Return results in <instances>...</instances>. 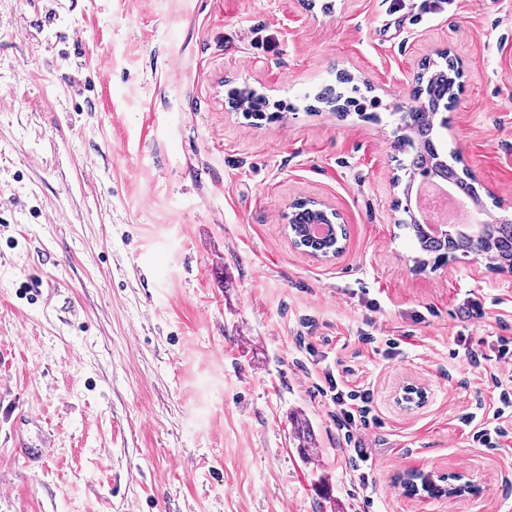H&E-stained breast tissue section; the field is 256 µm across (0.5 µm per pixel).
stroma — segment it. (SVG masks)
I'll list each match as a JSON object with an SVG mask.
<instances>
[{"label":"stroma","instance_id":"stroma-1","mask_svg":"<svg viewBox=\"0 0 512 512\" xmlns=\"http://www.w3.org/2000/svg\"><path fill=\"white\" fill-rule=\"evenodd\" d=\"M443 49L448 151L512 207V0H0V512H512V449L469 422L492 392L451 357L512 336V277L414 271L394 206L395 113ZM341 76L360 109L316 101ZM309 200L345 230L332 260L290 241ZM336 369L374 391L367 501ZM42 435L40 461L12 446ZM415 471L466 488L406 496ZM427 392L424 387L408 384L395 393V403L406 411L422 408L427 403Z\"/></svg>","mask_w":512,"mask_h":512}]
</instances>
